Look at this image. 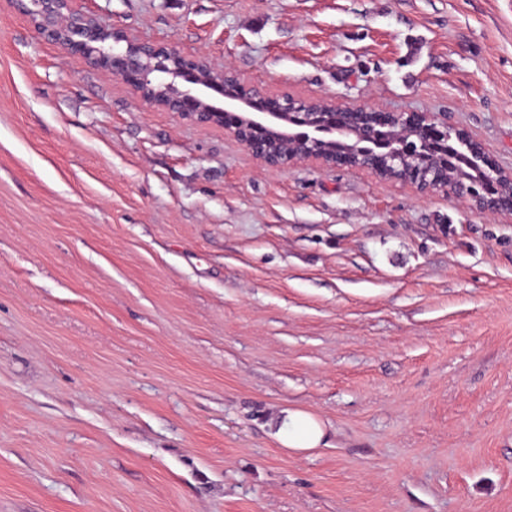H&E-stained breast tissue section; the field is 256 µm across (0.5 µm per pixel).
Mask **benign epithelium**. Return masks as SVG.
<instances>
[{"instance_id": "1", "label": "benign epithelium", "mask_w": 512, "mask_h": 512, "mask_svg": "<svg viewBox=\"0 0 512 512\" xmlns=\"http://www.w3.org/2000/svg\"><path fill=\"white\" fill-rule=\"evenodd\" d=\"M16 2L47 41L83 56L90 65L121 79L151 105L196 124L224 128L270 171H282L305 161L316 162L324 167L363 168L381 178L402 182L410 180L422 192H443L466 200L483 213L504 212V209L497 206L495 199H475L471 194L461 192L448 185V182L430 177L415 167L414 155L409 146L404 147V152L398 156L400 166L392 168V172L385 175L382 167L348 154L324 157L280 150L267 144L260 148L255 144V137L264 134L266 129L273 130L280 122L310 127L322 120L336 118V113L341 111L389 122L399 116L397 112L366 107L343 109L325 98L303 100L287 95L273 97L257 88H247L226 97L223 82L205 78L200 67L204 65L214 75L240 81L231 67L218 66L203 55H184L164 43L142 40L126 31L103 25L94 16L76 7L74 0ZM97 35L112 36V49L109 52L87 51L85 40ZM174 61L180 62V67H170ZM418 119V126L397 123V131L409 138L413 136L414 130L420 128L425 131L431 126L448 133V121L434 113L420 112Z\"/></svg>"}]
</instances>
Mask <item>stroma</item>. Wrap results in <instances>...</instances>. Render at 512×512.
Returning <instances> with one entry per match:
<instances>
[{
  "mask_svg": "<svg viewBox=\"0 0 512 512\" xmlns=\"http://www.w3.org/2000/svg\"><path fill=\"white\" fill-rule=\"evenodd\" d=\"M77 5L512 172V0ZM0 512H512V214L269 171L0 0ZM283 414L276 437L285 448L306 451L327 446L326 426L315 415L296 409L285 410Z\"/></svg>",
  "mask_w": 512,
  "mask_h": 512,
  "instance_id": "obj_1",
  "label": "stroma"
}]
</instances>
